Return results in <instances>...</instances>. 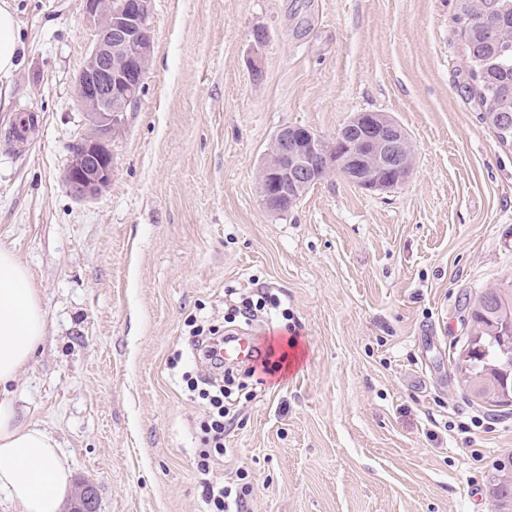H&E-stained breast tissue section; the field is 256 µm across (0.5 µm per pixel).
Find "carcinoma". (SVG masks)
<instances>
[{
  "label": "carcinoma",
  "mask_w": 512,
  "mask_h": 512,
  "mask_svg": "<svg viewBox=\"0 0 512 512\" xmlns=\"http://www.w3.org/2000/svg\"><path fill=\"white\" fill-rule=\"evenodd\" d=\"M498 17L500 27L486 33L482 17ZM459 36L464 43L469 92L477 95L480 118L499 141L512 144V0H458ZM474 334L465 360L468 382L489 387L505 360L499 333L512 318V287L486 288L469 304ZM494 512H512V482L492 475Z\"/></svg>",
  "instance_id": "obj_1"
}]
</instances>
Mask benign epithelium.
Segmentation results:
<instances>
[{
    "label": "benign epithelium",
    "instance_id": "7a95c632",
    "mask_svg": "<svg viewBox=\"0 0 512 512\" xmlns=\"http://www.w3.org/2000/svg\"><path fill=\"white\" fill-rule=\"evenodd\" d=\"M151 0H85L96 40L76 80L88 131L73 146L64 182L91 200L112 182L109 142L138 98L152 41L146 32ZM412 169L407 133L378 112H359L330 139L285 126L274 136L259 172L263 201L273 211L293 205L309 184L339 174L364 190L389 189Z\"/></svg>",
    "mask_w": 512,
    "mask_h": 512
}]
</instances>
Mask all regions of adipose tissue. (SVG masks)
Here are the masks:
<instances>
[{
	"instance_id": "adipose-tissue-1",
	"label": "adipose tissue",
	"mask_w": 512,
	"mask_h": 512,
	"mask_svg": "<svg viewBox=\"0 0 512 512\" xmlns=\"http://www.w3.org/2000/svg\"><path fill=\"white\" fill-rule=\"evenodd\" d=\"M19 34L8 0H0V81L18 67ZM46 331V314L27 268L0 247V493L17 512H58L71 488V467L40 424L19 420L18 383Z\"/></svg>"
}]
</instances>
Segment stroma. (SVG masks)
<instances>
[{"mask_svg": "<svg viewBox=\"0 0 512 512\" xmlns=\"http://www.w3.org/2000/svg\"><path fill=\"white\" fill-rule=\"evenodd\" d=\"M10 2L0 246L47 319L17 410L96 512H205L185 319L223 325L260 290L288 315L245 331L293 363L234 390L211 477L247 472L248 512H492L512 404L476 397L458 361L467 300L512 282V145L466 89L456 0H152L143 88L90 201L63 185L88 130L84 2ZM360 112L406 131V182L366 192L333 174L268 211L276 132L329 139Z\"/></svg>", "mask_w": 512, "mask_h": 512, "instance_id": "35a3bbf8", "label": "stroma"}]
</instances>
